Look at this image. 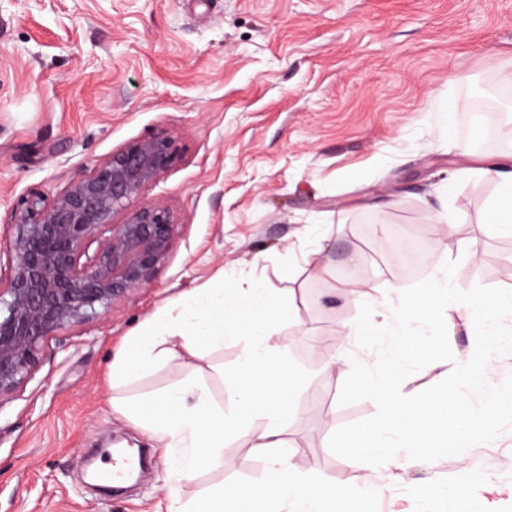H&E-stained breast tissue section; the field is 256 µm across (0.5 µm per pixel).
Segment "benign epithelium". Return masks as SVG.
Wrapping results in <instances>:
<instances>
[{"label": "benign epithelium", "instance_id": "benign-epithelium-1", "mask_svg": "<svg viewBox=\"0 0 512 512\" xmlns=\"http://www.w3.org/2000/svg\"><path fill=\"white\" fill-rule=\"evenodd\" d=\"M180 157L175 137L160 131L52 197L31 191L18 202L0 271V402L29 377L49 338L153 285L179 224L170 207L139 197Z\"/></svg>", "mask_w": 512, "mask_h": 512}]
</instances>
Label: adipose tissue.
Returning <instances> with one entry per match:
<instances>
[{
	"mask_svg": "<svg viewBox=\"0 0 512 512\" xmlns=\"http://www.w3.org/2000/svg\"><path fill=\"white\" fill-rule=\"evenodd\" d=\"M484 176L497 180L500 196L486 209L483 221L501 232L512 234V172L491 166ZM185 322L174 324L167 315L151 318L126 347L112 371L122 381L138 375L155 358L175 357L170 341L195 338L200 349L236 336L245 337L238 375L228 392L234 406L232 416L213 406L205 390L193 384L175 386L164 393L132 401L119 399L129 415L167 448L189 449L180 464V478L192 479L200 457H211L224 445L225 432L252 415H262V429L251 432L252 453L266 462L264 477L243 487L221 488L200 494L190 504L172 499L169 512H284L296 505L298 512H350L367 495L378 493V486L367 483L351 493L340 486L316 488L300 481L291 462L293 451L283 440V423L288 415L290 384L274 378L269 366L285 357V350L260 334L262 323L270 317H287L286 309L275 306L263 289H230L217 301L200 295H186L182 302Z\"/></svg>",
	"mask_w": 512,
	"mask_h": 512,
	"instance_id": "obj_1",
	"label": "adipose tissue"
}]
</instances>
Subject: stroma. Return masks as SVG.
<instances>
[{
    "label": "stroma",
    "mask_w": 512,
    "mask_h": 512,
    "mask_svg": "<svg viewBox=\"0 0 512 512\" xmlns=\"http://www.w3.org/2000/svg\"><path fill=\"white\" fill-rule=\"evenodd\" d=\"M512 0H0V250L30 190L52 196L130 141L165 130L178 164L141 199L179 223L153 287L106 317L51 337L30 377L0 402V512H168L182 499L260 479L265 462L235 430L207 468L179 478V448L112 406L114 397L195 380L222 403L241 345L160 359L113 382L112 360L154 313L184 294L267 289L287 320L262 327L287 346L292 397L284 436L296 474L318 485L380 487L369 512H512V428L433 462L405 454L380 467L344 462L331 426L371 417L373 401L339 405L351 371L343 327L390 307L412 286L384 240L407 227L426 244L421 273L457 262L454 285L512 290V235L481 229L512 165ZM449 216L454 235L439 227ZM477 257H468L466 246ZM329 275H318L319 267ZM368 283L342 298L339 281ZM454 362L474 327L448 313ZM454 362L408 377L407 394ZM145 448L151 467L118 495L98 491L84 461L108 465L110 435Z\"/></svg>",
    "instance_id": "1"
}]
</instances>
